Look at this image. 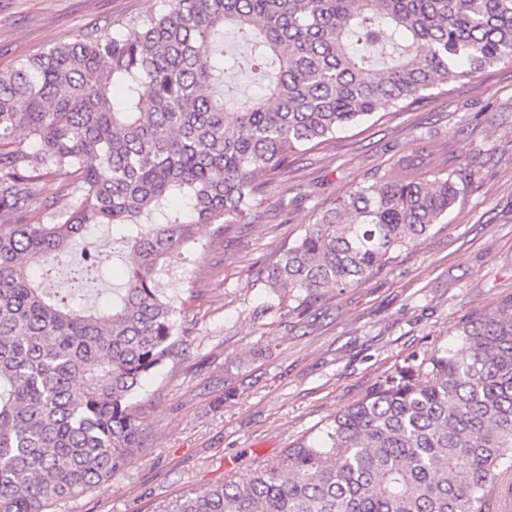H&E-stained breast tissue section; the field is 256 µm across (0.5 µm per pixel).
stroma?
Instances as JSON below:
<instances>
[{
	"instance_id": "1",
	"label": "stroma",
	"mask_w": 512,
	"mask_h": 512,
	"mask_svg": "<svg viewBox=\"0 0 512 512\" xmlns=\"http://www.w3.org/2000/svg\"><path fill=\"white\" fill-rule=\"evenodd\" d=\"M160 0H0V69L92 30L120 32ZM455 170L462 192L436 225L360 287L275 313L267 266L304 232L313 211L385 170L415 141ZM301 197L288 216L277 200ZM260 219L216 236L200 225L197 259L173 255L165 292L189 332L180 357L135 399L145 450L110 484L64 512H163L175 497L279 462L412 356L447 345L460 317L512 294V66L431 89L411 110L338 132L305 154L257 200ZM107 281L78 289L90 301L122 282L114 243Z\"/></svg>"
}]
</instances>
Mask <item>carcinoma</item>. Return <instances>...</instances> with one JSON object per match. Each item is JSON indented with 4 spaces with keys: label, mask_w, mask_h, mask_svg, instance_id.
I'll return each mask as SVG.
<instances>
[{
    "label": "carcinoma",
    "mask_w": 512,
    "mask_h": 512,
    "mask_svg": "<svg viewBox=\"0 0 512 512\" xmlns=\"http://www.w3.org/2000/svg\"><path fill=\"white\" fill-rule=\"evenodd\" d=\"M261 93L224 80V29ZM512 65V0H162L0 71V512H58L137 457L142 380L178 355L166 262L195 227L228 233L299 156L383 107L410 110ZM77 175L40 200L35 185ZM455 174L423 146L316 212L269 265L300 307L358 287L448 216ZM45 218L33 222L36 209ZM96 224L130 265L99 310L42 266ZM97 250L79 274L95 277ZM413 356L277 465L169 512H512V294Z\"/></svg>",
    "instance_id": "cac0c4a2"
}]
</instances>
